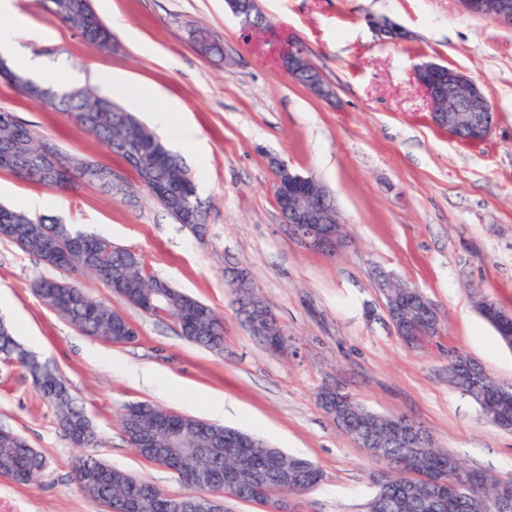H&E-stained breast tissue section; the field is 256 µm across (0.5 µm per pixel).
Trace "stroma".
<instances>
[{
	"instance_id": "1",
	"label": "stroma",
	"mask_w": 512,
	"mask_h": 512,
	"mask_svg": "<svg viewBox=\"0 0 512 512\" xmlns=\"http://www.w3.org/2000/svg\"><path fill=\"white\" fill-rule=\"evenodd\" d=\"M268 25L244 29L226 0H93L112 31L103 51L55 20L45 0H16L0 28L42 31L23 52L47 63V81L76 71L84 85L110 69L132 86L178 106L176 123L194 141L164 144L185 162L208 206L207 233L195 237L144 190L134 196L78 186L52 189L0 171V204L26 208L42 198L47 220L95 233L111 227L114 247L138 253L149 272L207 303L224 320V349L187 341L166 318L142 313L88 274L75 280L138 329L130 343L94 341L43 305L32 282L39 261L0 239V317L20 343L36 339L85 407L112 467L173 495L189 488L136 454L122 429L124 406L141 402L208 419L207 397L227 395L242 413L225 426L256 434L311 460L319 487L288 498L290 512H366L378 468L318 406L329 383L366 408L423 425L438 447L467 467L512 476V431L489 422L448 384V359L471 357L495 381L512 385V347L478 313L487 298L512 312V27L471 15L458 0H258ZM400 27L388 42L378 27ZM208 30L223 55H203L192 38ZM299 47L321 75L319 96L288 76L278 58ZM435 61L482 87L494 111L488 139L471 146L432 125L416 65ZM0 110L32 125L60 150L136 177L93 135L53 107L0 79ZM321 182L333 195L350 242L328 255L288 238L273 191L272 159ZM419 288L442 328L428 349L397 334L375 280L377 269ZM248 272L271 302L292 347L274 356L244 326L231 292ZM135 365L158 383L136 381ZM0 428L46 458L42 475L20 485L0 477V512H103L73 480L82 450L60 429L52 407L22 369L0 366Z\"/></svg>"
}]
</instances>
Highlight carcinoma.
<instances>
[{
  "mask_svg": "<svg viewBox=\"0 0 512 512\" xmlns=\"http://www.w3.org/2000/svg\"><path fill=\"white\" fill-rule=\"evenodd\" d=\"M49 12L60 21L79 32L89 45L102 50L112 47V33L97 17L92 0H48ZM242 6L250 14L254 27L263 26V16L252 0H230L228 7ZM5 78L14 84H23L21 92L27 97L46 102L43 90L54 93L52 107L72 119L84 130L97 137L112 153L120 156L137 176L138 185L150 195L180 224L189 228L197 237L206 232L205 212L200 204L197 185L183 160L168 150L155 133L141 123L133 113L125 110L111 98L98 94L92 88L62 89L45 80H37L12 68H7ZM11 151L15 163L30 170L29 179L52 188L66 189L80 181L107 192L112 186L95 177L86 176L78 169L85 159L59 151L43 143L36 130L17 120L7 111H0V152ZM0 224L25 227L28 234L12 240L21 251L36 257L44 266L53 270H82L103 282L112 293L133 307H139L140 299L156 289L163 292L154 311L147 314L168 317L182 324L189 317L196 318L194 328L184 337L201 347L220 350L224 344V322L207 304L174 288L167 281L149 273L138 254L112 246V242L100 235L88 234L70 224L46 223L43 217L14 207L0 206ZM82 238L83 247L71 253L64 266H59L49 257L52 244L65 245ZM34 294L48 307L78 328L87 336H94L115 343H127V330H117L124 323L119 312L111 306L98 302L68 279L39 277L32 283ZM0 359L24 369L32 379L38 394L54 409L61 429L85 416L82 406L72 397L64 380L49 362L26 350L16 340L11 325L0 331ZM170 410L150 403L126 406L120 413V422L125 434L135 433L129 439L137 454L153 462V450L165 448L177 455L179 449L172 447L164 432L156 428V422ZM229 429L207 423L198 429L187 426L182 429L181 447L202 448L194 460L196 468L217 473L224 471V436ZM259 460L273 455L279 457L284 469L282 482L270 485L261 499L268 508H273L285 495L300 489L304 492L316 488L322 480L318 468L309 460L291 457L278 448L259 440L249 449ZM381 452L392 461L393 469H399L412 452L397 443ZM45 466V458L28 443L0 439V475L18 484H27ZM413 479L409 483L395 478L389 488L390 494L375 493L369 500L372 512H426L417 507V494L412 491ZM130 491L129 474L111 469L110 477L102 495L118 501ZM496 492L495 479L485 481L470 491L467 512H480L482 501L492 498Z\"/></svg>",
  "mask_w": 512,
  "mask_h": 512,
  "instance_id": "carcinoma-1",
  "label": "carcinoma"
}]
</instances>
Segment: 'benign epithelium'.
<instances>
[{
	"instance_id": "7a95c632",
	"label": "benign epithelium",
	"mask_w": 512,
	"mask_h": 512,
	"mask_svg": "<svg viewBox=\"0 0 512 512\" xmlns=\"http://www.w3.org/2000/svg\"><path fill=\"white\" fill-rule=\"evenodd\" d=\"M464 11L486 17L507 25H512V0H460ZM281 67L297 80L307 79L308 89L317 94L324 92L317 71L303 52L290 47L281 56ZM414 78L423 90L430 105V122L448 131L454 138L471 145L484 142L490 135L495 113L483 90L463 73L433 61L417 65ZM275 169L274 193H276L283 227L288 236L304 247L316 251L335 254L347 244L344 221L329 191L315 178L292 171L276 158L271 159ZM394 277L390 273L379 278L385 298V310L396 328L398 335L405 337L408 345L417 349L425 348L440 333V315L435 304L419 289L409 285L393 291ZM250 319L248 331L268 332V324L263 314L254 305H249ZM483 318L492 324L498 335L512 344V313L488 303L481 308ZM266 346L276 354L285 353L290 348L288 333L280 331L268 336ZM508 397L503 388L480 400L479 406L485 416L500 429L512 430V417L504 410ZM349 396L342 388L326 386L319 394L318 405L335 423H340L339 415ZM391 434L408 448H421L430 439L424 427L402 415H391L387 419ZM359 447L371 452V446L378 443L377 428L370 420H365L354 438ZM224 445L228 454L236 457L240 464H248L246 448L249 440L237 434L226 436ZM158 465L175 472L188 486L219 485V491L205 496L212 506V512H224V499L238 497L239 469L226 468L224 473H208L183 466L181 457L164 450L159 451ZM257 468L266 473V480L255 486L258 495L266 491L271 480L281 479L277 463L264 462ZM441 465L428 457L414 452L408 458L404 471L426 482L428 497L423 506L436 509L458 508L467 496L466 486L456 484L439 475ZM77 484L87 496L98 490L99 477L94 473L79 472ZM199 493L172 496L159 487H154L151 496L153 512H194ZM142 501L137 496H128L119 506L103 504L104 512H140ZM485 512H512V479L498 481V492L486 506Z\"/></svg>"
}]
</instances>
